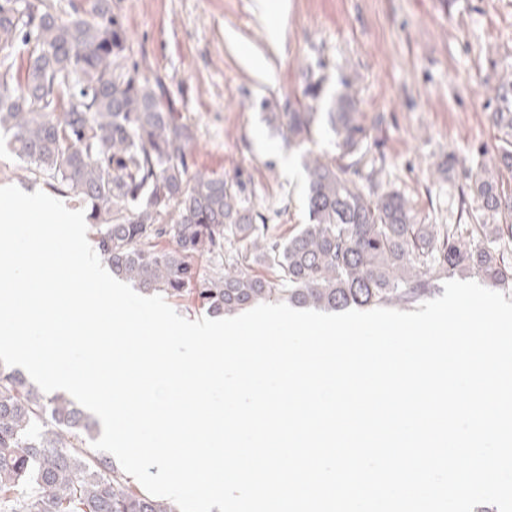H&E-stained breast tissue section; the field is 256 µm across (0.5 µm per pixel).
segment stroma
I'll return each instance as SVG.
<instances>
[{
  "mask_svg": "<svg viewBox=\"0 0 512 512\" xmlns=\"http://www.w3.org/2000/svg\"><path fill=\"white\" fill-rule=\"evenodd\" d=\"M112 11L130 61L195 126L193 168L239 176L280 234L307 221L306 175L266 105L287 111L305 69L323 79L318 112L352 81L382 187L421 224L458 223L463 171L497 163L512 135L492 118L495 87L512 83V0H112Z\"/></svg>",
  "mask_w": 512,
  "mask_h": 512,
  "instance_id": "stroma-1",
  "label": "stroma"
}]
</instances>
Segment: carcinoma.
<instances>
[{
    "label": "carcinoma",
    "mask_w": 512,
    "mask_h": 512,
    "mask_svg": "<svg viewBox=\"0 0 512 512\" xmlns=\"http://www.w3.org/2000/svg\"><path fill=\"white\" fill-rule=\"evenodd\" d=\"M112 0H0V132L34 180L88 207L95 248L144 295L193 297L212 317L261 303L336 313L415 307L443 280L512 285V194L495 170L464 173L467 224H418L381 189L367 132L343 91L326 113L338 154L308 147L319 113L272 112L301 150L308 223L283 237L245 205L238 177L192 170L195 127L137 64ZM502 122L512 84L495 89ZM241 244L224 255V244ZM97 422L0 364V512H179L91 447Z\"/></svg>",
    "instance_id": "cac0c4a2"
}]
</instances>
